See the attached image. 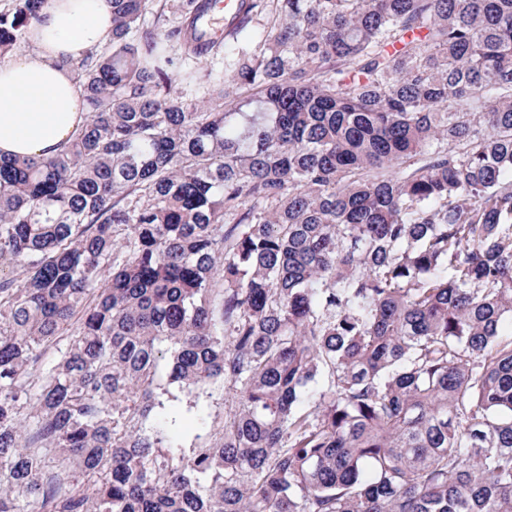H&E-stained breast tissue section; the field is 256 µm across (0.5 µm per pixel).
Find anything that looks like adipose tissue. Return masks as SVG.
I'll return each instance as SVG.
<instances>
[{"label":"adipose tissue","mask_w":512,"mask_h":512,"mask_svg":"<svg viewBox=\"0 0 512 512\" xmlns=\"http://www.w3.org/2000/svg\"><path fill=\"white\" fill-rule=\"evenodd\" d=\"M112 33L106 0H49L27 51L0 64V156L50 158L87 121L84 92L64 60L82 59Z\"/></svg>","instance_id":"obj_1"}]
</instances>
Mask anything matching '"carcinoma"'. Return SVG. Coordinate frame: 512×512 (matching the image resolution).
<instances>
[{
  "label": "carcinoma",
  "instance_id": "cac0c4a2",
  "mask_svg": "<svg viewBox=\"0 0 512 512\" xmlns=\"http://www.w3.org/2000/svg\"><path fill=\"white\" fill-rule=\"evenodd\" d=\"M106 2L85 129L0 159V512H512V0ZM169 52L173 57V70L177 76L176 88L183 96L193 101L199 100L202 95L205 75L211 70L220 71L224 69V57L218 59H202L192 62L181 60L178 52ZM185 72H194L195 78H180L179 76L183 75ZM174 394L178 400L172 404L179 411L180 420L171 437L174 446L189 455L190 448L222 425L225 409L235 405L234 391L218 384L204 386L193 394Z\"/></svg>",
  "mask_w": 512,
  "mask_h": 512
}]
</instances>
